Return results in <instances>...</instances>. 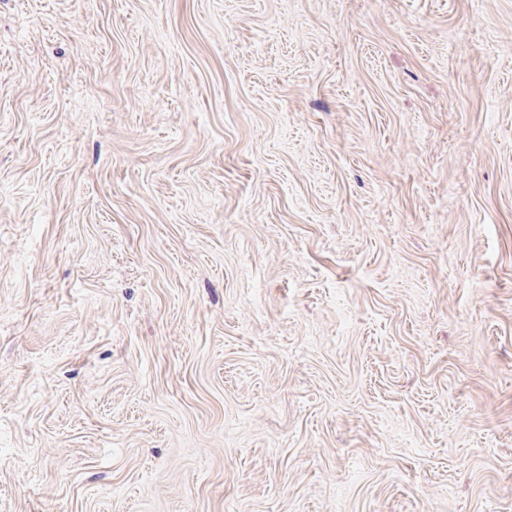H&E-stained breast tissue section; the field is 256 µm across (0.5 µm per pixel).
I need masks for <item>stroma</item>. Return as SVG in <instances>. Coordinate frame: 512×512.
Here are the masks:
<instances>
[{"mask_svg": "<svg viewBox=\"0 0 512 512\" xmlns=\"http://www.w3.org/2000/svg\"><path fill=\"white\" fill-rule=\"evenodd\" d=\"M0 512H512V0H0Z\"/></svg>", "mask_w": 512, "mask_h": 512, "instance_id": "35a3bbf8", "label": "stroma"}]
</instances>
